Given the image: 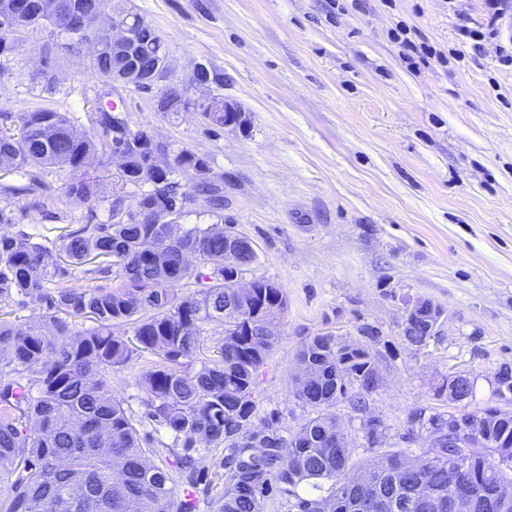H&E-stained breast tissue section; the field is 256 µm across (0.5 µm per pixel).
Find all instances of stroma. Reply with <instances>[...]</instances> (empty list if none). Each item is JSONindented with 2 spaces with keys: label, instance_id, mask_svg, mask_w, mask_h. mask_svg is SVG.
<instances>
[{
  "label": "stroma",
  "instance_id": "35a3bbf8",
  "mask_svg": "<svg viewBox=\"0 0 512 512\" xmlns=\"http://www.w3.org/2000/svg\"><path fill=\"white\" fill-rule=\"evenodd\" d=\"M163 36L171 77L197 63L224 77L223 94L252 117L238 137L196 112L155 111L152 94L125 90L132 127L158 133L205 158L224 180V219L255 245L252 275L284 289L288 309L262 368L258 419L296 428L309 414L293 396L295 354L310 336L343 341L377 332L369 349L379 385L366 412L338 402L355 461L372 456L360 431L382 425V448L411 457L429 446L415 413L456 414L494 404L496 374L512 366V5L497 39L462 42L459 25L485 29V0H131ZM405 27L436 56L409 66L393 41ZM52 61L62 93L34 88L39 56ZM102 90L88 61L26 36L18 62L0 76V113L35 108L70 113L78 130ZM44 196L0 195L29 232L106 217L77 208L64 174L42 172ZM440 309L437 336L405 337L417 302ZM474 382L467 404L440 386L448 374ZM224 451L204 452L195 494L216 512Z\"/></svg>",
  "mask_w": 512,
  "mask_h": 512
}]
</instances>
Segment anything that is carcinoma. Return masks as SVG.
Segmentation results:
<instances>
[{
	"mask_svg": "<svg viewBox=\"0 0 512 512\" xmlns=\"http://www.w3.org/2000/svg\"><path fill=\"white\" fill-rule=\"evenodd\" d=\"M29 30L61 43L70 53L96 41L90 66L112 85V71L135 63L145 69L169 57L158 30L138 13L109 0V11L138 27L133 55L112 48L108 33L95 27L96 0H26ZM11 12L0 7V75L15 54L8 38ZM208 97L193 98L182 82L170 80L154 97L155 111L177 114L195 107L206 123L224 124V77L205 68ZM124 101L98 96L92 128L79 132L70 116L51 109L0 115V175L33 177L34 168L69 171L65 194L88 209L107 203V219L74 227L64 224L50 237L23 230L0 234V512H198L193 488L200 481L201 448H224V499L217 512H264L278 491L295 499V512H367L366 504H386L384 512H424L419 494L430 490L448 512V498L462 482L469 497L459 512H493L492 487L512 486V411L487 407L446 418L414 417L429 425L439 447L414 464L405 451L388 449L358 465L353 448L336 447L340 432L331 408L349 400L357 411L378 384L371 354L336 347V337L308 338L296 357L305 373L295 377L294 396L311 413L288 432L274 420L253 424L254 393L261 369L277 341L267 316L282 314L287 296L271 281L256 277L254 293L242 297L224 287V188L213 176L195 180L190 169L205 159L169 144V193L175 212H126L112 223L125 197L154 198L156 177L149 163L150 132L127 139ZM127 156V195L104 198L79 172L97 157ZM212 224H179L190 209ZM95 284L68 285L73 269ZM197 289L178 293L188 283ZM29 310L24 322L3 308ZM439 317L432 304L417 303L406 322L408 341L419 346ZM94 326L76 328V320ZM221 327L218 355L203 356L208 334ZM123 328L121 336L113 329ZM148 352L150 367L136 375L145 394L136 412L112 397V371L133 355ZM496 398L512 403V368L505 365ZM474 385L448 380L441 390L462 402ZM463 421L486 451L448 447V427ZM165 431L180 449L174 459L154 462L155 437ZM315 494L304 497L299 487Z\"/></svg>",
	"mask_w": 512,
	"mask_h": 512,
	"instance_id": "obj_1",
	"label": "carcinoma"
}]
</instances>
